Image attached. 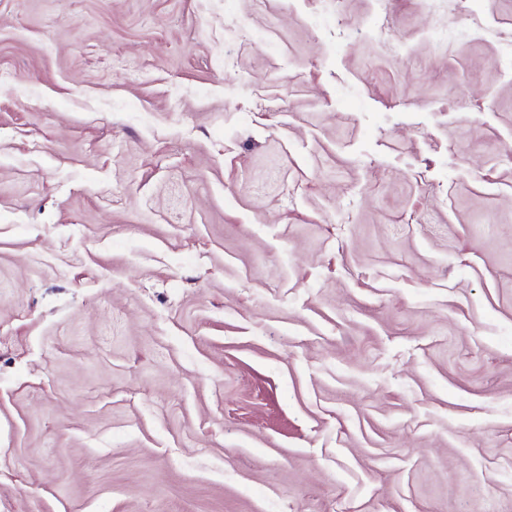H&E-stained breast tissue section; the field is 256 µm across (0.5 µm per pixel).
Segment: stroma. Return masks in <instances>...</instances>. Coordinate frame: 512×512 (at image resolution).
<instances>
[{"label":"stroma","instance_id":"stroma-1","mask_svg":"<svg viewBox=\"0 0 512 512\" xmlns=\"http://www.w3.org/2000/svg\"><path fill=\"white\" fill-rule=\"evenodd\" d=\"M0 512H512V0H0Z\"/></svg>","mask_w":512,"mask_h":512}]
</instances>
